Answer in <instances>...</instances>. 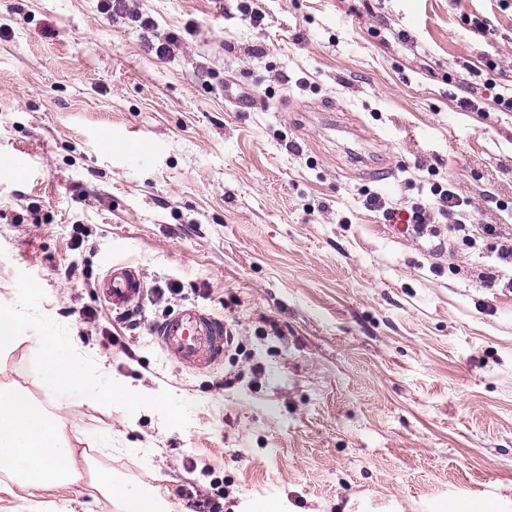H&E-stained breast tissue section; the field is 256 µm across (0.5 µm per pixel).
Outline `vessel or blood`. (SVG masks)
Here are the masks:
<instances>
[{
    "mask_svg": "<svg viewBox=\"0 0 512 512\" xmlns=\"http://www.w3.org/2000/svg\"><path fill=\"white\" fill-rule=\"evenodd\" d=\"M144 288L138 271L116 264L103 279L102 294L121 310L138 299ZM156 334L162 350L187 366L203 369L224 356L223 321L196 307L183 308L167 317L159 324Z\"/></svg>",
    "mask_w": 512,
    "mask_h": 512,
    "instance_id": "vessel-or-blood-1",
    "label": "vessel or blood"
}]
</instances>
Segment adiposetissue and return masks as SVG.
<instances>
[{
	"label": "adipose tissue",
	"mask_w": 512,
	"mask_h": 512,
	"mask_svg": "<svg viewBox=\"0 0 512 512\" xmlns=\"http://www.w3.org/2000/svg\"><path fill=\"white\" fill-rule=\"evenodd\" d=\"M29 339L42 361L41 383L48 403L65 407L76 399L92 395L112 402L132 400V391L115 392L102 381L62 355L66 342L48 322L24 321L16 309L0 308V352ZM23 391L0 389V472L13 475L20 492H50L77 482L82 474L76 465L75 449L62 438L54 417ZM98 489L111 498L118 512H169L170 505L154 495L129 489L102 475Z\"/></svg>",
	"instance_id": "1"
}]
</instances>
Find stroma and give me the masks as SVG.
Masks as SVG:
<instances>
[{"label": "stroma", "instance_id": "obj_1", "mask_svg": "<svg viewBox=\"0 0 512 512\" xmlns=\"http://www.w3.org/2000/svg\"><path fill=\"white\" fill-rule=\"evenodd\" d=\"M254 6L258 25L237 0H133L181 41L159 56L99 0H0V306L50 318L76 363L143 395L56 410L83 478L23 502L0 472V512H114L96 471L172 512H194L191 486L223 512H512V290L484 282L489 242L405 224L449 184L474 227L512 231V112L492 100L512 85V12ZM230 81L256 107L237 111ZM376 193L393 219L365 207ZM121 262L145 280L131 320L99 291ZM186 306L223 320L220 363L158 346ZM40 367L22 342L0 387L45 402ZM99 429L111 447L83 443Z\"/></svg>", "mask_w": 512, "mask_h": 512}]
</instances>
